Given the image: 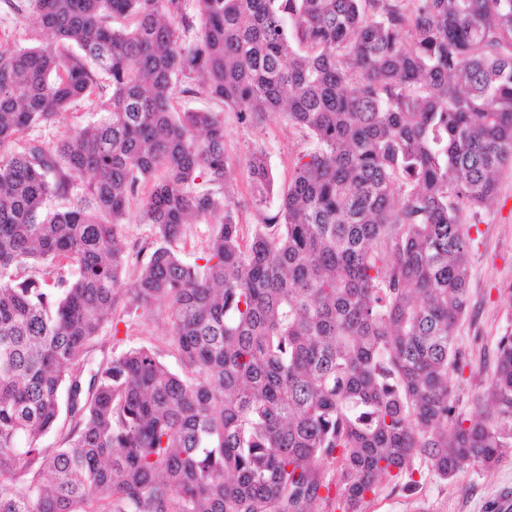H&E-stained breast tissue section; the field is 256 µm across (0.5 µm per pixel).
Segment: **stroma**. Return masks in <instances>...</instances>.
<instances>
[{
    "instance_id": "obj_1",
    "label": "stroma",
    "mask_w": 512,
    "mask_h": 512,
    "mask_svg": "<svg viewBox=\"0 0 512 512\" xmlns=\"http://www.w3.org/2000/svg\"><path fill=\"white\" fill-rule=\"evenodd\" d=\"M32 11L16 12L7 0H0V49L32 47L45 42ZM112 93L107 76H100L93 95L71 104L47 125L31 126L29 138L54 145L96 117V106ZM175 111L210 110L224 121V152L228 162V182L237 204L242 241H249L264 216L275 213L280 195L287 190L297 158L314 146L313 139L284 114H267L257 120L241 119L205 96H176ZM263 150L273 179V191L265 203H258L247 158ZM469 230V308L459 328L458 345L462 369L451 374L456 406L462 415L477 409V398L488 383L495 363L497 344L505 331L512 330V165L497 177L495 203L491 209L463 213ZM171 311L156 304L118 325H104L99 340L90 348L91 362H100L132 348L145 347L157 353L172 371H180L178 353L167 334ZM419 482L415 491L403 489L401 482L386 481L368 495L363 512H485L486 502L500 489H512V452L489 471L465 468L458 477L439 479L421 458L412 462Z\"/></svg>"
}]
</instances>
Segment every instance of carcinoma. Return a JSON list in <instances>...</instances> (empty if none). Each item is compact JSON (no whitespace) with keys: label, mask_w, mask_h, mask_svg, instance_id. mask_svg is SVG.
<instances>
[{"label":"carcinoma","mask_w":512,"mask_h":512,"mask_svg":"<svg viewBox=\"0 0 512 512\" xmlns=\"http://www.w3.org/2000/svg\"><path fill=\"white\" fill-rule=\"evenodd\" d=\"M25 2L54 41L0 50V512H319L332 494L362 512L384 479L418 485L415 456L443 480L499 464L512 331L494 415L456 412L449 375L461 214L512 161V0ZM100 72L95 122L15 147ZM178 94L282 112L316 141L245 249L232 198L197 188L224 184V123L173 111ZM247 163L261 202L266 155ZM137 200L156 242L124 309L170 305L179 372L145 348L88 367ZM215 217L203 264L184 263L183 227Z\"/></svg>","instance_id":"1"}]
</instances>
